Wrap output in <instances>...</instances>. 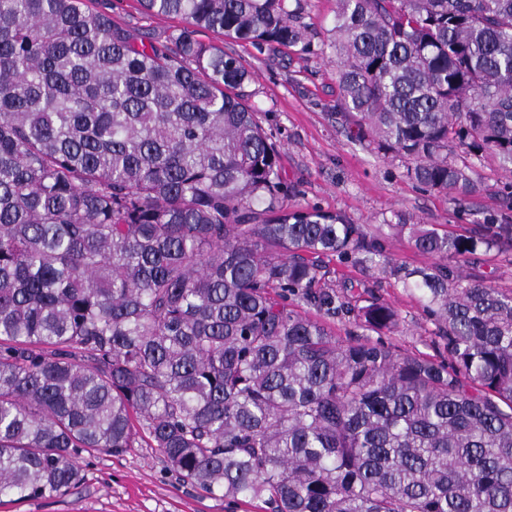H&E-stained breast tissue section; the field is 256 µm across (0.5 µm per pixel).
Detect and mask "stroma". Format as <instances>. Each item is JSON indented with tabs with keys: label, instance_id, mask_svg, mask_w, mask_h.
I'll return each mask as SVG.
<instances>
[{
	"label": "stroma",
	"instance_id": "obj_1",
	"mask_svg": "<svg viewBox=\"0 0 512 512\" xmlns=\"http://www.w3.org/2000/svg\"><path fill=\"white\" fill-rule=\"evenodd\" d=\"M298 22L308 51L257 46L224 39L226 54L251 72L247 86L256 119L279 147L289 208H318L358 224L394 262L408 267L434 265L398 233V218L426 224L438 232L474 234L487 221L512 224V172L492 154L473 158L456 147L454 159L470 167L476 190L460 197L420 187L408 178L407 159L368 146L350 135L339 106L338 74L343 58L336 50V0H302ZM96 9L140 38L165 40L179 19L148 16L138 0H95ZM456 274L512 291V247L482 252L454 265ZM322 285L333 288L349 306L373 301L399 315L398 332L383 340L405 353L447 358L434 320L417 294L393 277L363 271L339 257L325 258ZM85 481L62 497L0 503V512H268L263 503H231L185 483L149 446L113 455L97 453L83 461Z\"/></svg>",
	"mask_w": 512,
	"mask_h": 512
}]
</instances>
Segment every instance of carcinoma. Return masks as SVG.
Wrapping results in <instances>:
<instances>
[{
  "instance_id": "obj_1",
  "label": "carcinoma",
  "mask_w": 512,
  "mask_h": 512,
  "mask_svg": "<svg viewBox=\"0 0 512 512\" xmlns=\"http://www.w3.org/2000/svg\"><path fill=\"white\" fill-rule=\"evenodd\" d=\"M135 38L83 0H0V499L66 495L83 453L143 438L183 482L271 512H512V294L394 263L344 216L288 209L250 72L200 28L308 50L301 0H138ZM340 105L418 184L474 190L453 147L512 166V0H337ZM339 256L420 293L450 362L345 344L397 313L318 287ZM89 5L106 13L114 23L130 30L137 37L153 41H164L183 25L176 18L147 16L137 0H95ZM310 313L318 318L326 321L336 333V337L340 341H350L356 339H362L370 337L372 340H376L379 336L371 331H366L354 322L353 314H347L345 312L336 315H323L317 314L315 310L310 309Z\"/></svg>"
}]
</instances>
